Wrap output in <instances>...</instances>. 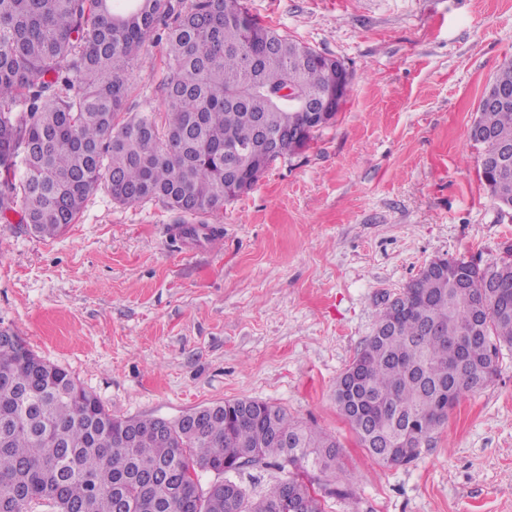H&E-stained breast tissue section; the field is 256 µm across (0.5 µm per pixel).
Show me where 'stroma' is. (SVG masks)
Wrapping results in <instances>:
<instances>
[{
  "label": "stroma",
  "instance_id": "stroma-1",
  "mask_svg": "<svg viewBox=\"0 0 512 512\" xmlns=\"http://www.w3.org/2000/svg\"><path fill=\"white\" fill-rule=\"evenodd\" d=\"M243 3L345 64L335 121L209 218L215 239L175 236L160 201L120 206L103 188L52 240L0 221V329L118 417L239 398L286 409L340 444L326 512H512V350L403 466L373 459L335 402L380 309L426 264L512 246V209L484 190L469 139L512 58V0ZM164 61L148 41L132 111H160Z\"/></svg>",
  "mask_w": 512,
  "mask_h": 512
}]
</instances>
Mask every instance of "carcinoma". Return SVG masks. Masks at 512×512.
Instances as JSON below:
<instances>
[{"instance_id":"cac0c4a2","label":"carcinoma","mask_w":512,"mask_h":512,"mask_svg":"<svg viewBox=\"0 0 512 512\" xmlns=\"http://www.w3.org/2000/svg\"><path fill=\"white\" fill-rule=\"evenodd\" d=\"M169 76L162 120L127 109L128 76L152 36ZM309 46L256 21L242 0H0V218L21 211L34 235L54 239L105 186L114 203L159 200L180 217H215L228 202L224 146L280 135L281 156L303 149L337 112L311 119L288 105L293 86L317 102L336 70L308 61ZM495 85L512 88V59ZM488 135L480 178L512 208V105L477 109ZM265 160L241 164L255 184ZM383 306L354 361L362 381L336 382L339 412L381 464H407L462 394L498 372L512 347V294L496 288L512 267L441 259ZM435 321L437 331H427ZM452 343L464 357L449 355ZM339 445L279 406L242 398L196 422L129 421L110 414L65 369L24 341L0 344V512H324L304 476L336 465ZM288 476L259 495L236 482L243 466ZM206 471L212 479L199 480Z\"/></svg>"}]
</instances>
